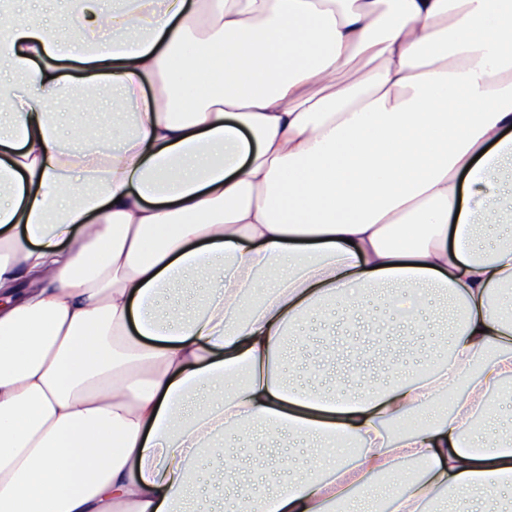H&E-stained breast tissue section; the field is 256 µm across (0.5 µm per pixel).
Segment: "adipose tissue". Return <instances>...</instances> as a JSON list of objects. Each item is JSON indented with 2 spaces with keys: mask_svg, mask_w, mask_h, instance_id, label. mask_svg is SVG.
I'll list each match as a JSON object with an SVG mask.
<instances>
[{
  "mask_svg": "<svg viewBox=\"0 0 512 512\" xmlns=\"http://www.w3.org/2000/svg\"><path fill=\"white\" fill-rule=\"evenodd\" d=\"M73 4L67 37L0 9V512H187L254 430L281 479L226 454L225 512H512V0ZM96 86L134 126L62 135ZM319 319L352 331L328 389L283 372ZM359 327L433 358L367 380ZM264 438L256 432L249 436L227 434L224 436V450L218 448L200 458L196 467L193 490L188 501V509L192 512H220L221 498L214 494L211 488L212 474L221 459L225 448H252L263 446Z\"/></svg>",
  "mask_w": 512,
  "mask_h": 512,
  "instance_id": "1",
  "label": "adipose tissue"
}]
</instances>
